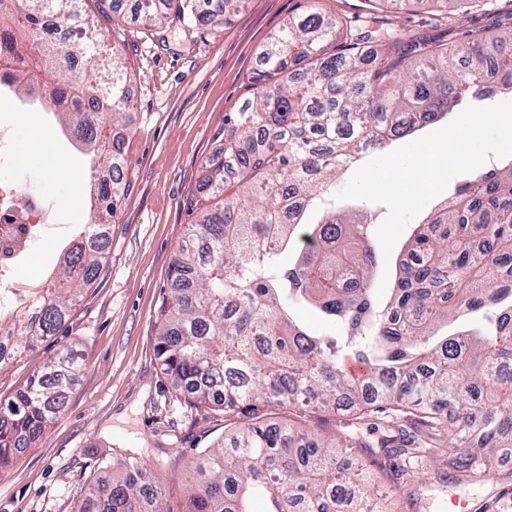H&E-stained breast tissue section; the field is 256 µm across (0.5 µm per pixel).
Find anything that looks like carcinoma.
<instances>
[{"instance_id":"cac0c4a2","label":"carcinoma","mask_w":512,"mask_h":512,"mask_svg":"<svg viewBox=\"0 0 512 512\" xmlns=\"http://www.w3.org/2000/svg\"><path fill=\"white\" fill-rule=\"evenodd\" d=\"M84 0H0L4 50L23 57L71 99L62 120L93 154L97 216L71 240L55 274L20 318L0 307V371L55 335L106 255L107 223L122 183L121 146L104 134L130 109L123 59L101 56ZM240 0H138L151 22L223 25ZM463 14L483 0H429ZM79 15L80 29L49 33L45 19ZM512 96V17L492 34L439 44L408 38L388 20L326 16L315 5L289 19L265 52L256 92L224 118V151L205 162L201 188L221 207L189 228L169 272L171 303L158 326L161 369L187 384L194 406L224 412V437L198 451L181 512H385L377 475L397 457L432 450L442 429L453 467L480 476L499 448H512V156L475 169L441 209L418 225L384 302L369 223L336 205L315 224L309 209L336 177L370 155L455 111L459 101ZM304 242L294 263L280 255ZM303 301L341 331L323 336L299 321ZM468 316L482 328L439 326ZM353 350L370 368L345 377L338 355ZM81 370L68 352L48 361L0 407V469L60 414V396ZM347 412L318 431L271 423L288 404ZM388 413L392 433L358 432ZM117 478L89 485L74 512H170L165 489L138 460L117 459Z\"/></svg>"}]
</instances>
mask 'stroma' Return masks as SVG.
Here are the masks:
<instances>
[{
    "label": "stroma",
    "instance_id": "35a3bbf8",
    "mask_svg": "<svg viewBox=\"0 0 512 512\" xmlns=\"http://www.w3.org/2000/svg\"><path fill=\"white\" fill-rule=\"evenodd\" d=\"M312 0H243L230 24L189 28L174 19L146 23L134 0L86 9L104 43L119 41L130 80L131 108L111 126L127 164L123 192L109 222L106 262L84 289L58 335L0 372V401L22 391L45 360L61 349L82 363L66 391L56 423L0 470V512H74L90 481L111 480L113 456L146 465L166 459L156 475L171 512L182 508L184 479L197 451L224 430V414L200 411L185 385L164 374L157 356V321L170 292L169 269L191 224L215 198L200 188L205 160L221 147L224 116L255 92L261 53L289 18ZM512 12V0H486L463 25L450 22L429 0L404 10L380 8L410 36L453 41L467 31H491ZM49 95L29 101L17 88L0 90V124L11 147L45 137L48 148L31 163L0 168V180L50 198L67 230L89 224L91 170L84 147L57 121ZM63 255L61 238H39L19 271L44 280ZM488 479L444 471L431 458L396 461L400 483L378 477V490L398 512H449L452 500L467 512H512V448L502 449Z\"/></svg>",
    "mask_w": 512,
    "mask_h": 512
}]
</instances>
